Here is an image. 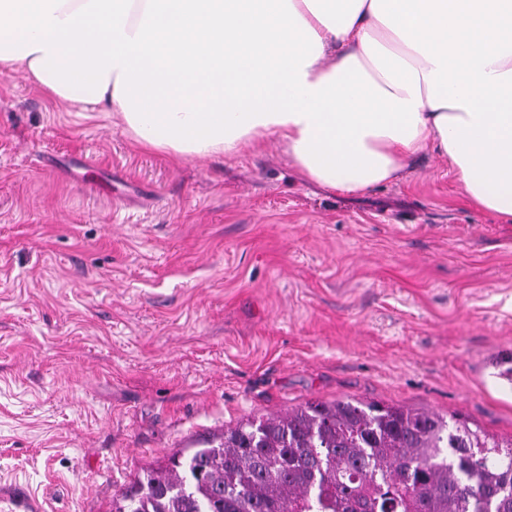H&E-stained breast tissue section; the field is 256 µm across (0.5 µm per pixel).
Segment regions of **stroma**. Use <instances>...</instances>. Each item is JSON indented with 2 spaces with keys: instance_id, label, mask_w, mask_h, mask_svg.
<instances>
[{
  "instance_id": "stroma-1",
  "label": "stroma",
  "mask_w": 512,
  "mask_h": 512,
  "mask_svg": "<svg viewBox=\"0 0 512 512\" xmlns=\"http://www.w3.org/2000/svg\"><path fill=\"white\" fill-rule=\"evenodd\" d=\"M346 397L512 437V223L447 161L350 196L275 139L158 153L0 74V487L112 512L198 440Z\"/></svg>"
}]
</instances>
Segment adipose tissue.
Wrapping results in <instances>:
<instances>
[{
  "instance_id": "obj_1",
  "label": "adipose tissue",
  "mask_w": 512,
  "mask_h": 512,
  "mask_svg": "<svg viewBox=\"0 0 512 512\" xmlns=\"http://www.w3.org/2000/svg\"><path fill=\"white\" fill-rule=\"evenodd\" d=\"M192 158L276 138L357 194L447 159L512 222V0H0V72Z\"/></svg>"
}]
</instances>
